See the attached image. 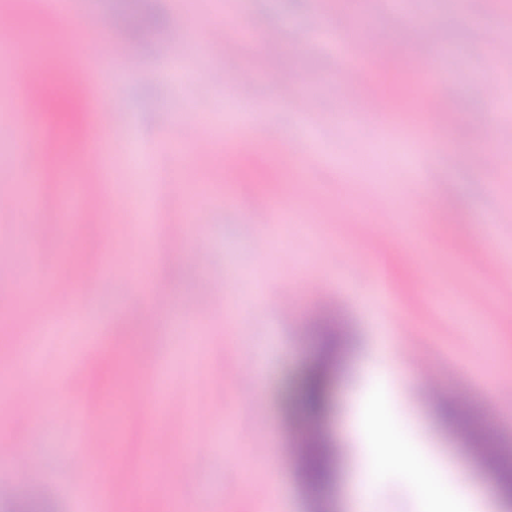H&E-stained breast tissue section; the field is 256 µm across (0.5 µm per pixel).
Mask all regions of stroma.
I'll return each instance as SVG.
<instances>
[{"instance_id": "obj_1", "label": "stroma", "mask_w": 512, "mask_h": 512, "mask_svg": "<svg viewBox=\"0 0 512 512\" xmlns=\"http://www.w3.org/2000/svg\"><path fill=\"white\" fill-rule=\"evenodd\" d=\"M126 2L71 0L68 15L53 18L40 0H0L18 29L77 44L86 56L108 51L112 123L83 180L89 192L118 200L79 226L83 246L106 254L109 266L59 263L57 212L23 204L27 170L50 179L55 171L13 125L0 124V197L18 201L0 209V440L16 450L0 463V495L27 489L35 468L55 512H169L164 497L113 502L106 463L84 487L70 480L79 458L63 384L74 375L85 422L97 427L93 373L102 357L89 339L106 336L129 378H164L162 393L145 390L138 414L113 409L121 461L135 478L150 458L155 479L188 512H349L366 448L351 429L375 411L412 446L442 456L447 481L463 475L479 489L473 512H512L499 462L487 454L508 441L487 440L478 418L486 375L512 380V271L474 263L481 251L512 256V59L474 37L481 23L512 41L501 0L477 8L402 0L398 9L390 0H150L163 25L146 42L109 27ZM229 14L277 34L263 44L264 71L243 91L233 76L253 47L222 36ZM365 22L381 37L382 62L414 57L432 73L434 115L364 110L362 101L384 90L375 75L345 101L342 61L326 33L350 43ZM218 71L223 81H212ZM489 85L502 104L496 112L487 109ZM202 123L214 144L197 154L192 136ZM489 148L502 160L494 171L483 162ZM21 153L24 171L12 166ZM230 163L240 174L228 182ZM263 198L276 207L266 228L248 236L251 205ZM127 224L151 232L128 236ZM345 224L359 228L348 241ZM31 246L74 280L70 296L43 288L22 299L15 257ZM287 285L290 314L280 303ZM55 306L74 309L73 325L38 336L33 354H22L29 327ZM383 350L408 354L413 381L401 397L365 370ZM324 360L333 384L316 413L286 391ZM255 366L265 384L248 397L234 374ZM23 370L36 401L17 414L2 382ZM203 377L204 422L195 408ZM428 381L441 394L422 393ZM160 397L176 406L170 419L150 410ZM311 431L334 450L337 467L318 496L295 461ZM460 458L467 473L455 466Z\"/></svg>"}]
</instances>
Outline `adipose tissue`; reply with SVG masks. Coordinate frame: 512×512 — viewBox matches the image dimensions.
<instances>
[{
    "label": "adipose tissue",
    "instance_id": "1",
    "mask_svg": "<svg viewBox=\"0 0 512 512\" xmlns=\"http://www.w3.org/2000/svg\"><path fill=\"white\" fill-rule=\"evenodd\" d=\"M354 433L366 439L370 448L352 490V512H373L380 478L398 461L405 464L408 486L422 500L423 512H469L476 495L474 486L463 477L451 484L444 482L443 460L408 446L384 415L373 414L365 426L355 428Z\"/></svg>",
    "mask_w": 512,
    "mask_h": 512
}]
</instances>
